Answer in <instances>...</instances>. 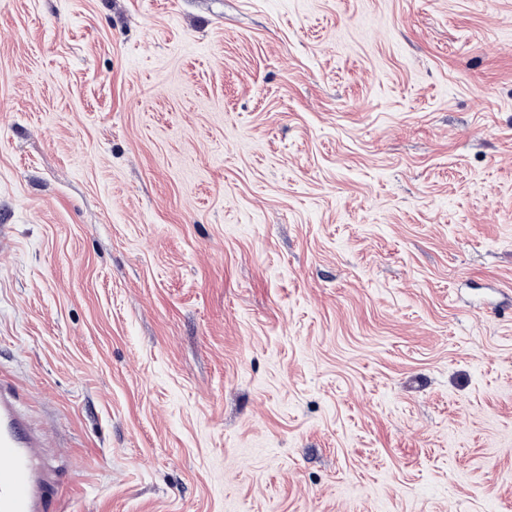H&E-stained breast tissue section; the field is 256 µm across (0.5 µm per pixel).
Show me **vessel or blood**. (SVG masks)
<instances>
[{
	"mask_svg": "<svg viewBox=\"0 0 512 512\" xmlns=\"http://www.w3.org/2000/svg\"><path fill=\"white\" fill-rule=\"evenodd\" d=\"M48 454L20 387L0 375V512H64L62 485L46 465Z\"/></svg>",
	"mask_w": 512,
	"mask_h": 512,
	"instance_id": "vessel-or-blood-1",
	"label": "vessel or blood"
}]
</instances>
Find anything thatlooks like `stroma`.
Masks as SVG:
<instances>
[{
	"mask_svg": "<svg viewBox=\"0 0 512 512\" xmlns=\"http://www.w3.org/2000/svg\"><path fill=\"white\" fill-rule=\"evenodd\" d=\"M0 371L66 512H512V0H0Z\"/></svg>",
	"mask_w": 512,
	"mask_h": 512,
	"instance_id": "1",
	"label": "stroma"
}]
</instances>
